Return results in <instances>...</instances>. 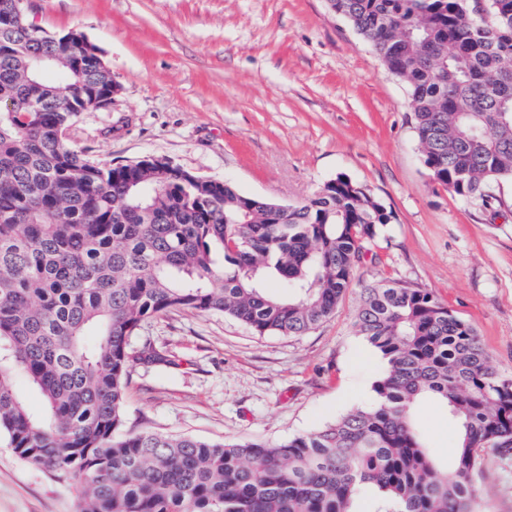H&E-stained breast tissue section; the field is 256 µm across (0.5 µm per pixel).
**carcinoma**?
<instances>
[{
  "instance_id": "carcinoma-1",
  "label": "carcinoma",
  "mask_w": 512,
  "mask_h": 512,
  "mask_svg": "<svg viewBox=\"0 0 512 512\" xmlns=\"http://www.w3.org/2000/svg\"><path fill=\"white\" fill-rule=\"evenodd\" d=\"M0 0V435L80 491L78 512H477L484 454L512 457V375L430 292L365 288L358 328L384 360L375 401L285 441L215 442L126 427L131 338L172 311L302 336L330 318L392 215L338 175L282 204L168 158L101 165L67 131L117 83L100 49ZM404 85L423 163L460 199L512 181V0H329ZM274 279L288 290L266 288ZM44 399L32 414L12 382ZM442 403L447 464L416 419Z\"/></svg>"
}]
</instances>
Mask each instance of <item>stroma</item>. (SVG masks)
Segmentation results:
<instances>
[{
  "label": "stroma",
  "mask_w": 512,
  "mask_h": 512,
  "mask_svg": "<svg viewBox=\"0 0 512 512\" xmlns=\"http://www.w3.org/2000/svg\"><path fill=\"white\" fill-rule=\"evenodd\" d=\"M30 20L98 45L120 91L81 113L71 140L102 163L171 159L244 195L295 203L344 175L392 213L331 318L304 336H260L220 313L147 321L129 425L213 441L278 442L371 404L384 369L357 314L368 284L431 292L512 372V183L463 201L423 164L403 84L327 0H33ZM416 418L439 460L457 426L445 406ZM484 512H512V464L486 454ZM73 486L25 464L0 437V512H75Z\"/></svg>",
  "instance_id": "35a3bbf8"
}]
</instances>
